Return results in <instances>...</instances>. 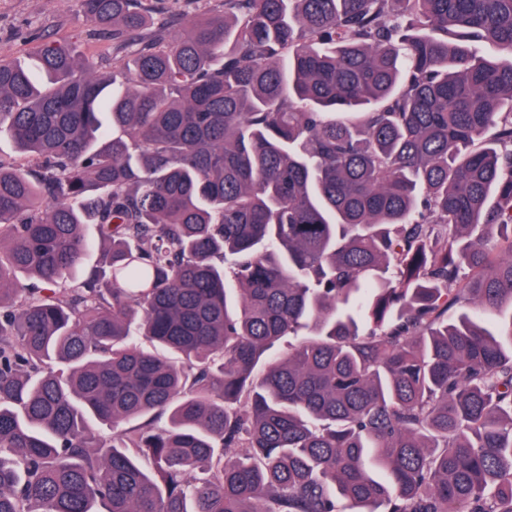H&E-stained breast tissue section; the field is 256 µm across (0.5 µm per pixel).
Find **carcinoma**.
Returning <instances> with one entry per match:
<instances>
[{
  "mask_svg": "<svg viewBox=\"0 0 512 512\" xmlns=\"http://www.w3.org/2000/svg\"><path fill=\"white\" fill-rule=\"evenodd\" d=\"M73 4L133 55L0 60V512H512V0ZM152 15L161 22L178 20L180 24L169 25V40L181 33L183 25L208 11L214 0H162L152 1Z\"/></svg>",
  "mask_w": 512,
  "mask_h": 512,
  "instance_id": "cac0c4a2",
  "label": "carcinoma"
}]
</instances>
